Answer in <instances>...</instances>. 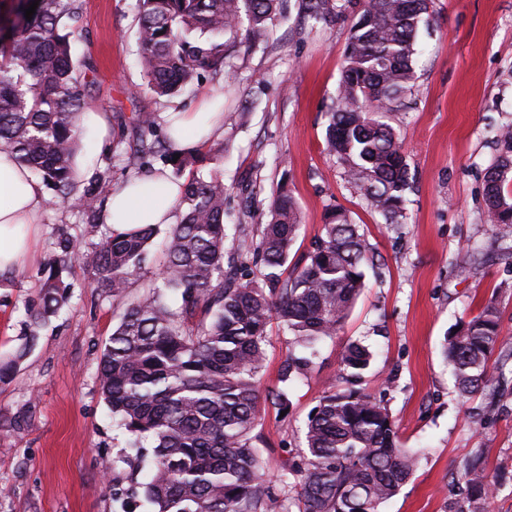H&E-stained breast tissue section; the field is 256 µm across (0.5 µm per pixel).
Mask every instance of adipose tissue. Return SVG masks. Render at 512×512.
<instances>
[{"instance_id": "ef3b65f1", "label": "adipose tissue", "mask_w": 512, "mask_h": 512, "mask_svg": "<svg viewBox=\"0 0 512 512\" xmlns=\"http://www.w3.org/2000/svg\"><path fill=\"white\" fill-rule=\"evenodd\" d=\"M224 125L218 101L203 100L195 109L179 113L171 137L176 148H193ZM180 188L165 171L130 179L113 189L102 218L119 229L144 224H167ZM45 195L31 173L0 153V272L23 261L30 250L36 227L44 219Z\"/></svg>"}]
</instances>
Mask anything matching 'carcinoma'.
I'll return each mask as SVG.
<instances>
[{"label": "carcinoma", "mask_w": 512, "mask_h": 512, "mask_svg": "<svg viewBox=\"0 0 512 512\" xmlns=\"http://www.w3.org/2000/svg\"><path fill=\"white\" fill-rule=\"evenodd\" d=\"M16 4V21L0 27V152L38 173L57 202L77 200L84 238L61 235L55 258L40 272L39 301L25 307L30 339L70 301L65 273L87 268L102 295L126 298L141 273L160 225L101 230L100 214L112 191L110 177L80 187L79 116L87 105L72 59L67 21L78 0ZM431 0H137L138 59L147 85L160 96L209 75L230 76V48L264 41L269 21L290 15L313 27L351 21L336 99L327 117L326 149L348 181L387 224L404 219L409 167L398 133L384 114L404 105L416 81L414 56ZM139 137L112 158L122 173L147 171L163 158L181 172L196 162L156 135L157 115L137 117ZM497 141L501 151L486 168L488 224L512 236V125ZM227 187L217 172H195L184 182L180 219L167 225L159 285L133 298L105 342L97 380L117 426L136 451L147 512H380L411 479L419 458L401 446L387 408L370 395L332 386L303 429L304 448L265 478L255 433L261 403L288 407V388L312 364L288 354L282 387L265 394L260 380L268 327L276 320L295 343L314 350L344 326L365 286L370 247L350 213L328 212L312 249L288 269L302 215L287 185L278 189L267 220L247 233L224 223ZM447 334L445 358L458 393L471 397L502 379L494 353L512 357L492 306ZM373 353L349 343L342 371L360 377ZM465 497L455 512H487L497 476L479 457L461 473ZM295 490L285 495L284 488Z\"/></svg>", "instance_id": "cac0c4a2"}]
</instances>
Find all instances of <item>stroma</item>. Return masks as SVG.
<instances>
[{"label":"stroma","mask_w":512,"mask_h":512,"mask_svg":"<svg viewBox=\"0 0 512 512\" xmlns=\"http://www.w3.org/2000/svg\"><path fill=\"white\" fill-rule=\"evenodd\" d=\"M71 25L73 59L91 107L105 112L109 135L82 127L84 181L112 171V143L133 137L142 112L188 110L202 98L224 101V128L197 149L228 188L234 224L264 223L280 184L302 211L292 258L307 253L329 209L352 212L371 248L366 287L336 336L321 340L314 364L288 391V409L266 406L257 431L269 478L284 447L302 446L308 413L324 390L340 384L346 344L369 347L373 359L357 389L387 407L405 447L423 450L420 465L381 512H452L461 497L465 458L480 454L501 476L491 512H512V376L492 393L460 397L443 354L445 335L483 307L499 312L512 335V237L485 223L484 173L498 153L496 130L512 124V0H433L416 56V85L386 121L403 140L413 177L403 224L384 223L347 180L325 146V113L336 97L346 23L321 28L297 17L274 20L265 41L238 44L232 77L205 79L172 97L147 87L137 62L135 0H80ZM252 112L242 113V104ZM44 222L32 253L0 273V364L17 360L0 381V512H117L116 491L130 485V465L104 470L122 455L126 437L112 423L97 369L123 310L99 295L91 274L74 266L69 303L28 332L24 306L39 295V273L61 233L81 235L76 210L45 190ZM295 344L271 324L262 388L278 383Z\"/></svg>","instance_id":"35a3bbf8"}]
</instances>
